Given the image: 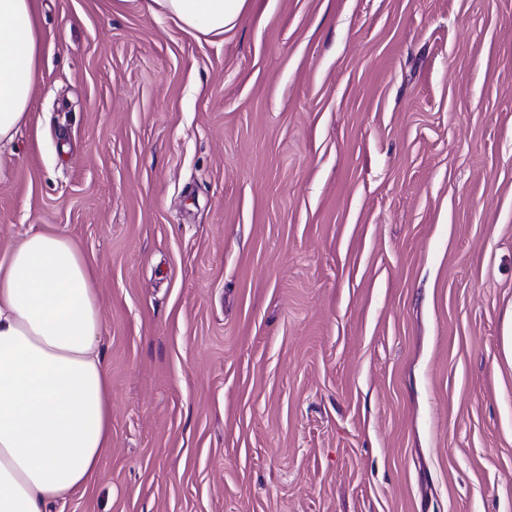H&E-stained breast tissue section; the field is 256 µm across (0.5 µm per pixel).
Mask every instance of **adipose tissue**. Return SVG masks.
Listing matches in <instances>:
<instances>
[{"label":"adipose tissue","instance_id":"1","mask_svg":"<svg viewBox=\"0 0 512 512\" xmlns=\"http://www.w3.org/2000/svg\"><path fill=\"white\" fill-rule=\"evenodd\" d=\"M37 0H0V143L37 76ZM194 34H221L247 0H153ZM89 263L67 236L27 234L0 258V512H50L86 490L112 446L109 373Z\"/></svg>","mask_w":512,"mask_h":512}]
</instances>
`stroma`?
Returning <instances> with one entry per match:
<instances>
[{
  "label": "stroma",
  "mask_w": 512,
  "mask_h": 512,
  "mask_svg": "<svg viewBox=\"0 0 512 512\" xmlns=\"http://www.w3.org/2000/svg\"><path fill=\"white\" fill-rule=\"evenodd\" d=\"M0 257L94 269L112 447L52 512H512V0H40ZM156 10L175 19L189 34H224L239 20L247 0H152Z\"/></svg>",
  "instance_id": "obj_1"
}]
</instances>
